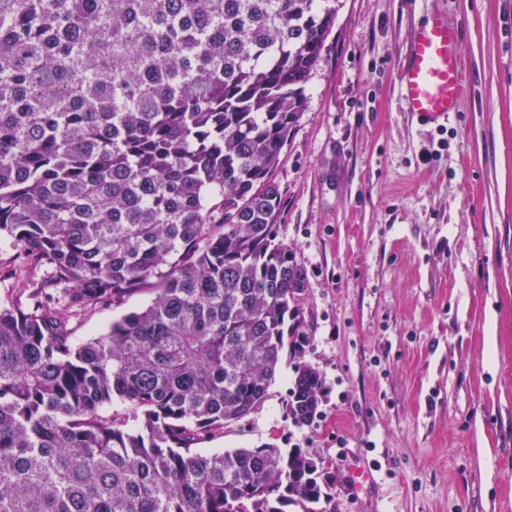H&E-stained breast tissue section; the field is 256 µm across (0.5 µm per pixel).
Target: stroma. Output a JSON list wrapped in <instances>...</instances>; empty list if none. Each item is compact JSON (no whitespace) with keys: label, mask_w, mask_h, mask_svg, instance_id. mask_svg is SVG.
Returning a JSON list of instances; mask_svg holds the SVG:
<instances>
[{"label":"stroma","mask_w":512,"mask_h":512,"mask_svg":"<svg viewBox=\"0 0 512 512\" xmlns=\"http://www.w3.org/2000/svg\"><path fill=\"white\" fill-rule=\"evenodd\" d=\"M433 10L458 27L471 86L443 125L403 111L396 87ZM306 93L276 170L277 235L307 270L321 413L288 419L286 358L266 400L200 449H307L335 477L333 512H512V0H340ZM45 276L0 238L1 308ZM355 466L374 481L354 485Z\"/></svg>","instance_id":"stroma-1"}]
</instances>
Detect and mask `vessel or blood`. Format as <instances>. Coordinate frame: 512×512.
Returning a JSON list of instances; mask_svg holds the SVG:
<instances>
[{"instance_id":"vessel-or-blood-1","label":"vessel or blood","mask_w":512,"mask_h":512,"mask_svg":"<svg viewBox=\"0 0 512 512\" xmlns=\"http://www.w3.org/2000/svg\"><path fill=\"white\" fill-rule=\"evenodd\" d=\"M397 91L403 110L420 119L446 122L458 112L469 85L459 32L446 14L431 12L410 31Z\"/></svg>"}]
</instances>
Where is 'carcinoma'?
<instances>
[{
	"instance_id": "obj_1",
	"label": "carcinoma",
	"mask_w": 512,
	"mask_h": 512,
	"mask_svg": "<svg viewBox=\"0 0 512 512\" xmlns=\"http://www.w3.org/2000/svg\"><path fill=\"white\" fill-rule=\"evenodd\" d=\"M336 2L0 0V236L47 269L0 309V512H328L306 449L197 446L285 352L288 419L320 413L275 172ZM150 298L148 292H139L130 296L127 301L119 307H101L93 312L81 316L71 322L73 335L77 341H84L98 333L105 331L122 314L135 310L145 305Z\"/></svg>"
}]
</instances>
